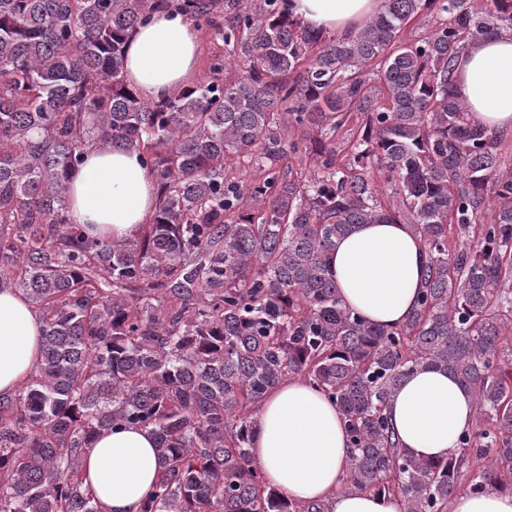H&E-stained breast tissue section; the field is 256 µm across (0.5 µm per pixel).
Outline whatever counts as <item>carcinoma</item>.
<instances>
[{
    "mask_svg": "<svg viewBox=\"0 0 512 512\" xmlns=\"http://www.w3.org/2000/svg\"><path fill=\"white\" fill-rule=\"evenodd\" d=\"M242 2L0 0V288L44 323L37 370L0 394V512H99L82 458L125 425L156 440L141 512H332L288 500L251 458L258 404L290 377L343 416L344 490L400 512H448L463 479L512 490V173L500 131L454 90L468 43L512 33V0H382L348 37L283 0ZM160 11L213 26L243 74L224 78L219 57L205 81L142 99L124 44ZM425 11L443 22L402 40ZM93 147L140 152L157 183L134 239L67 219L68 175ZM243 160L257 175L228 176ZM358 224H410L424 243L399 327L352 311L332 277ZM427 366L476 398L442 461L405 452L386 414Z\"/></svg>",
    "mask_w": 512,
    "mask_h": 512,
    "instance_id": "cac0c4a2",
    "label": "carcinoma"
}]
</instances>
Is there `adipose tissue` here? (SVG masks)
<instances>
[{
    "label": "adipose tissue",
    "mask_w": 512,
    "mask_h": 512,
    "mask_svg": "<svg viewBox=\"0 0 512 512\" xmlns=\"http://www.w3.org/2000/svg\"><path fill=\"white\" fill-rule=\"evenodd\" d=\"M380 0H286L304 26L346 35L378 11ZM198 36L186 19L154 15L126 44L124 75L142 99L158 101L189 85ZM455 90L472 116L512 130V34L470 43L461 54ZM70 223L91 235L132 239L156 209V186L135 151L94 148L68 182ZM427 262L419 237L406 224H362L330 255V267L351 309L387 327L413 312ZM43 322L22 291L0 289V393L21 388L41 359ZM473 394L447 371L421 367L388 405L399 443L423 460L447 458L458 436L474 425ZM250 453L268 483L288 499L331 500L333 512H400L389 495L348 493L347 431L336 405L295 377L262 398ZM86 484L100 512H140L158 474L156 442L130 426L96 438L84 457Z\"/></svg>",
    "instance_id": "1"
}]
</instances>
